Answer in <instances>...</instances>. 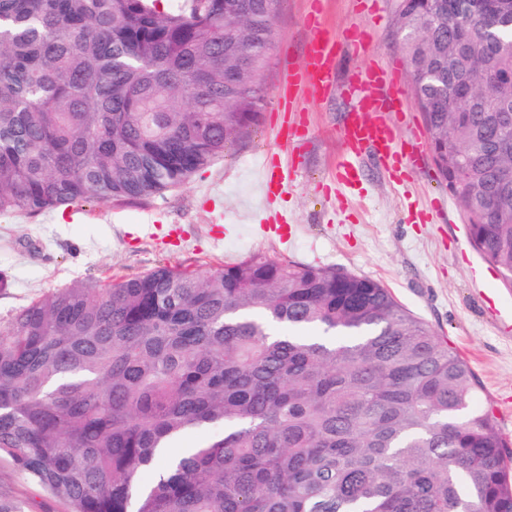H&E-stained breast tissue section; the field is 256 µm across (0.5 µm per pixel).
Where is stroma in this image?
Masks as SVG:
<instances>
[{
  "instance_id": "35a3bbf8",
  "label": "stroma",
  "mask_w": 512,
  "mask_h": 512,
  "mask_svg": "<svg viewBox=\"0 0 512 512\" xmlns=\"http://www.w3.org/2000/svg\"><path fill=\"white\" fill-rule=\"evenodd\" d=\"M332 34L356 27L369 37L367 56L342 54L338 82L359 73L367 59L397 72L408 127L426 134L411 90L394 21L395 0H323ZM310 0H281L273 17L264 77L270 94L258 123L223 158L185 184L149 200L122 205L77 204L67 209L0 217V271L11 286L0 293V329L30 302L75 282L122 280L168 264L219 268L252 254L283 262L336 267L380 281L442 344L469 364L475 404L492 407L512 448V285L474 250L466 217L440 178L434 160L395 183L369 154L361 182L335 179L343 147L345 103L336 94L304 90L300 112L310 133L296 151L298 173L271 208L258 210L259 160L283 156L273 138L277 91L289 69L301 68L309 33ZM0 496L29 512H64L8 460H0Z\"/></svg>"
}]
</instances>
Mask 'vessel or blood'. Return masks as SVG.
Returning <instances> with one entry per match:
<instances>
[{"label":"vessel or blood","mask_w":512,"mask_h":512,"mask_svg":"<svg viewBox=\"0 0 512 512\" xmlns=\"http://www.w3.org/2000/svg\"><path fill=\"white\" fill-rule=\"evenodd\" d=\"M321 0H312L307 25L313 36L306 51V63L298 71L289 73L288 83L280 95L282 112L292 110L298 89L317 86L330 89L335 83L338 61L343 49H364L361 35L348 31L345 38L324 31L321 27ZM341 95L347 103V114L341 129L344 155L336 166V182L353 187L360 180L356 160L364 150H371L389 173H403L422 168L424 146L412 140L403 146L398 140L396 127L387 116L401 112V95L396 89V78L388 69L370 64L345 84ZM267 197L281 193L287 182L292 181L294 168L265 165Z\"/></svg>","instance_id":"1"}]
</instances>
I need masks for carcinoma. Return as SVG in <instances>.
I'll list each match as a JSON object with an SVG mask.
<instances>
[{
    "label": "carcinoma",
    "instance_id": "1",
    "mask_svg": "<svg viewBox=\"0 0 512 512\" xmlns=\"http://www.w3.org/2000/svg\"><path fill=\"white\" fill-rule=\"evenodd\" d=\"M157 2L0 0V216L153 198L255 126L264 0ZM458 2L396 0L399 47L473 246L512 281V98L481 112L454 91L493 93L512 35ZM475 395L380 282L265 255L75 283L0 330V458L66 512H512Z\"/></svg>",
    "mask_w": 512,
    "mask_h": 512
}]
</instances>
